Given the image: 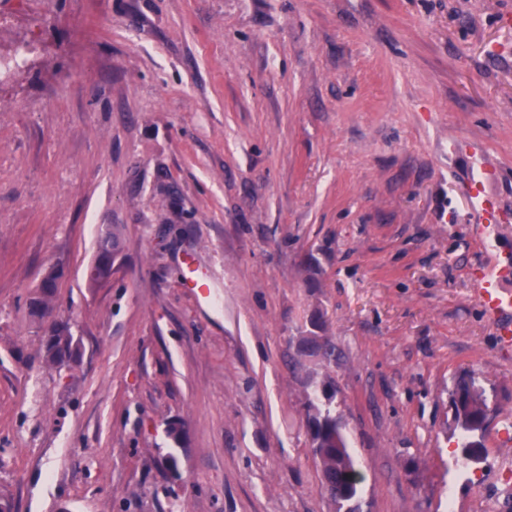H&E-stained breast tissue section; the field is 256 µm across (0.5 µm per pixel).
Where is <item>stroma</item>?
I'll list each match as a JSON object with an SVG mask.
<instances>
[{
  "instance_id": "stroma-1",
  "label": "stroma",
  "mask_w": 512,
  "mask_h": 512,
  "mask_svg": "<svg viewBox=\"0 0 512 512\" xmlns=\"http://www.w3.org/2000/svg\"><path fill=\"white\" fill-rule=\"evenodd\" d=\"M512 0H0V499L14 512H512V349L449 137L512 213ZM120 257L93 285L106 234ZM196 268L218 298L185 286ZM82 341L49 367L29 302ZM51 318V319H52ZM319 337L335 360L308 349ZM488 405L455 463L451 394ZM180 423L181 441L168 434ZM476 296L484 314L498 327L500 341L512 344V291L505 284L512 281V255H494L489 262L470 271ZM453 421L462 431V442L459 448V459L466 465L480 462L483 458L484 446L482 433L487 416L486 399L471 380L460 377L452 393ZM476 459L472 462L464 456ZM312 425L316 427V433L311 436L312 448L319 460L328 493L336 500V489H344L356 497L358 477L355 462L348 450L346 437L341 429H336V418L329 413H317L310 419V428Z\"/></svg>"
}]
</instances>
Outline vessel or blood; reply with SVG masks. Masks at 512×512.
Listing matches in <instances>:
<instances>
[{"label":"vessel or blood","instance_id":"vessel-or-blood-1","mask_svg":"<svg viewBox=\"0 0 512 512\" xmlns=\"http://www.w3.org/2000/svg\"><path fill=\"white\" fill-rule=\"evenodd\" d=\"M496 179V168L482 164L471 171L465 187L479 217L476 236L483 243L496 236L500 225L512 222V216L501 208L491 189ZM470 278L484 314L498 327L501 342L511 345L512 290L507 284L512 281V255L492 256L488 263L472 268Z\"/></svg>","mask_w":512,"mask_h":512}]
</instances>
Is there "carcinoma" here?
<instances>
[{"label": "carcinoma", "instance_id": "cac0c4a2", "mask_svg": "<svg viewBox=\"0 0 512 512\" xmlns=\"http://www.w3.org/2000/svg\"><path fill=\"white\" fill-rule=\"evenodd\" d=\"M55 289L51 288L36 299L30 314L42 317L49 311ZM77 339L70 330L60 324L49 326L45 336L43 350L46 363L51 366H61L64 356L76 357L79 349L74 347ZM453 421L462 431V442L459 448V459L465 465L469 456L480 462L483 458L484 446L482 433L487 416L486 399L472 381L461 377L456 381L452 393ZM310 424L316 427V433L311 436L312 448L318 458L323 480L329 483L328 493L336 496V491L344 489L353 497L357 496L358 477L355 462L348 450L346 437L341 429L336 427V418L326 413H318L310 419Z\"/></svg>", "mask_w": 512, "mask_h": 512}]
</instances>
